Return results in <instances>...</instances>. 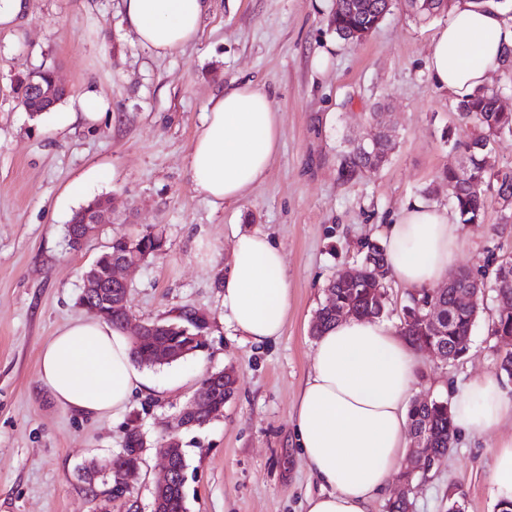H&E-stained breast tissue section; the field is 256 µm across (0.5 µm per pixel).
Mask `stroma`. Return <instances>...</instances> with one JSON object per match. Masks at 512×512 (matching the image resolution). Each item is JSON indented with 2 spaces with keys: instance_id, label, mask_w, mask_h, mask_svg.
<instances>
[{
  "instance_id": "stroma-1",
  "label": "stroma",
  "mask_w": 512,
  "mask_h": 512,
  "mask_svg": "<svg viewBox=\"0 0 512 512\" xmlns=\"http://www.w3.org/2000/svg\"><path fill=\"white\" fill-rule=\"evenodd\" d=\"M334 0H213L197 41L158 58L126 26L120 0H30L28 16L0 31V512H98L109 486L90 469L122 452L138 426L142 460L110 512H151L163 473L162 436L203 378L233 371L221 416L183 429L188 512H305L320 484L297 446L293 413L311 368L309 329L324 289L368 240L384 241L401 208H447L443 171L464 158L469 128L458 97L427 70L432 38L447 14L423 21L395 0L366 39L330 28ZM42 67L70 89L60 104L68 126L31 118L13 88ZM230 81L266 90L278 112L279 150L262 182L216 208L193 189L192 138L208 101ZM90 94L96 119L81 115ZM383 105L396 143L377 173L345 183L338 152L368 139L367 118ZM84 187L80 196L72 184ZM106 197L113 221L80 249L65 227L85 201ZM267 232L288 269L282 335L255 344L224 321L219 282L233 236ZM162 233L166 251L129 269L127 306L150 321L184 312L208 323L207 346L146 369L149 385L119 417H91L59 405L39 379L44 346L65 325L89 317L82 273L114 235ZM454 269L481 274L512 256V207L490 198L484 219L461 226ZM468 354L455 362L418 353L415 399L454 400L475 378L497 373L506 344L490 334L485 301ZM456 434L413 494L414 512H446L455 490L466 512H496L491 496L495 437ZM108 499V498H107Z\"/></svg>"
}]
</instances>
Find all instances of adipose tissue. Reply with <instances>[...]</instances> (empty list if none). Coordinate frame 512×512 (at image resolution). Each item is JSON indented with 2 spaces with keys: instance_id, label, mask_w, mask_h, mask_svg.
Wrapping results in <instances>:
<instances>
[{
  "instance_id": "ef3b65f1",
  "label": "adipose tissue",
  "mask_w": 512,
  "mask_h": 512,
  "mask_svg": "<svg viewBox=\"0 0 512 512\" xmlns=\"http://www.w3.org/2000/svg\"><path fill=\"white\" fill-rule=\"evenodd\" d=\"M137 40L165 57L194 43L211 0H122ZM512 50V18L498 0H457L435 33L427 58L433 83L455 95L483 86ZM278 112L269 95L230 83L214 95L190 144L195 192L213 205L239 201L266 176L279 149ZM391 277L421 290L443 282L460 245L447 211L416 202L388 225ZM224 318L241 336L262 343L281 336L289 307L282 251L260 230L238 233L222 285ZM131 339L100 318H83L45 345L40 380L78 413L120 416L145 378ZM417 382L416 354L379 319L342 318L315 341L312 366L294 408L297 444L320 483L307 512H368L399 471L409 444L408 409ZM512 417V388L487 374L452 405L456 429L484 435ZM492 493L512 501V435L492 448Z\"/></svg>"
}]
</instances>
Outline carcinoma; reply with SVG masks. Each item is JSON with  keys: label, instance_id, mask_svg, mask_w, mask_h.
<instances>
[{"label": "carcinoma", "instance_id": "cac0c4a2", "mask_svg": "<svg viewBox=\"0 0 512 512\" xmlns=\"http://www.w3.org/2000/svg\"><path fill=\"white\" fill-rule=\"evenodd\" d=\"M393 0H338L332 10L330 26L342 40L350 39L354 30L365 28L386 17L391 11ZM406 8L416 17L430 18L439 15L447 8L445 0H405ZM498 91L482 87L458 105L459 119L464 124L473 125L470 139L466 144L467 157L457 169L442 173L444 180L453 187L452 206L460 224H475L483 220L488 194L497 189L501 199L512 197V174L499 175L489 152L491 140L504 134H512V112H501L498 106ZM392 139H385L377 152L361 151L353 146L341 152L339 175L345 181L357 179L383 167L393 151ZM162 249L161 240L150 233L122 235L112 238L106 250L110 255H130L141 248ZM361 273L358 277L343 281L331 279L327 287L332 294L325 295L324 302L317 309L318 315L310 327L313 336H319L332 323L336 322L339 309L347 307L355 316L380 318L387 312V301L379 298L370 283L373 273L381 269L388 274L386 249L377 243L366 245V252L358 262ZM490 288L495 294L496 305L491 313V335L512 336V260L499 262L491 283L480 280L470 272L460 270L448 278V287L413 291L408 295V304L402 308L400 334L413 347L422 349L430 344L446 350L449 359L458 360L469 351L470 336L477 317L470 307L462 303L459 295L464 288L475 283ZM439 302L450 312V318L439 326L418 320L412 311L420 304ZM153 339L144 337L132 344L133 361L142 367L152 368ZM235 379L227 372L224 380L209 383L210 402H224L233 395ZM428 431L432 438L431 452L434 457L448 453L454 437L451 407L439 399L414 401L409 406V431ZM144 447V438L137 428L128 430L123 452L110 459L112 469V493L124 491V473L132 464L139 461V450ZM166 512H188L185 495L181 492V482L170 487L165 496Z\"/></svg>", "mask_w": 512, "mask_h": 512}]
</instances>
